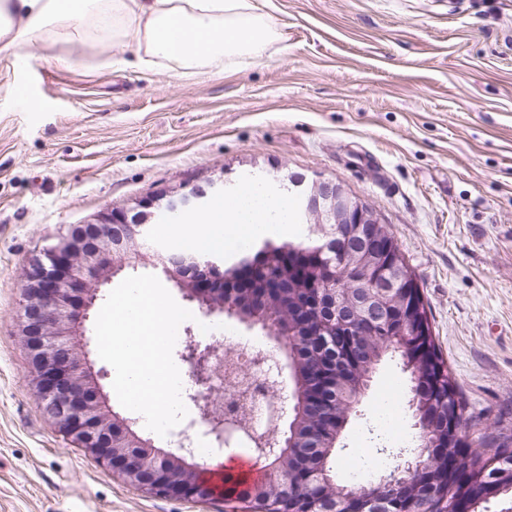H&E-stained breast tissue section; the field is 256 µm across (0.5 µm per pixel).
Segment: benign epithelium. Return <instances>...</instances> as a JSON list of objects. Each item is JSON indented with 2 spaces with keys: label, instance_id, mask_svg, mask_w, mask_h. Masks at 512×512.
<instances>
[{
  "label": "benign epithelium",
  "instance_id": "benign-epithelium-1",
  "mask_svg": "<svg viewBox=\"0 0 512 512\" xmlns=\"http://www.w3.org/2000/svg\"><path fill=\"white\" fill-rule=\"evenodd\" d=\"M229 182L211 179L186 189L174 187L146 199L108 208L85 224L70 227L59 241L42 249L23 277L19 314L21 336L32 365V382L46 412L58 429L103 466L149 495L201 501L211 493L206 484H190L183 473L194 466L184 456L157 451L142 452L152 443L142 438L133 422L112 411L104 393L103 374L88 359L84 327L99 289L126 266L153 259L162 274L185 297L201 304L203 313H233L224 308V296L210 293L200 279L203 270L219 268L217 258H186L164 247L145 249L151 224L159 215L198 211ZM299 201L310 224H379L380 217L362 200L345 194L336 182L316 178L304 185ZM182 359L191 368L197 391L214 387L216 366L223 351L212 345L189 343ZM209 434L222 444L233 437L216 402L199 404ZM461 447L455 417L448 416V434L420 440V451L407 457L392 474L368 487L349 484L345 512L385 509L403 485L400 476L412 472L436 448ZM455 512H492L479 495L461 501Z\"/></svg>",
  "mask_w": 512,
  "mask_h": 512
}]
</instances>
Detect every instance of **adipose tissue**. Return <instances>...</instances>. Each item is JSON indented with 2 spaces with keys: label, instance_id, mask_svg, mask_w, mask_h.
Returning a JSON list of instances; mask_svg holds the SVG:
<instances>
[{
  "label": "adipose tissue",
  "instance_id": "adipose-tissue-1",
  "mask_svg": "<svg viewBox=\"0 0 512 512\" xmlns=\"http://www.w3.org/2000/svg\"><path fill=\"white\" fill-rule=\"evenodd\" d=\"M93 29L103 46L132 44L143 65L165 64L175 75L223 72L263 58L279 38L273 18L255 0H0V52L30 47L56 28ZM287 201L251 185L186 221L198 246L227 249L288 236Z\"/></svg>",
  "mask_w": 512,
  "mask_h": 512
}]
</instances>
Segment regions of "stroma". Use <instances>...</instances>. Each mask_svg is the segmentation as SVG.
<instances>
[{"label":"stroma","instance_id":"obj_1","mask_svg":"<svg viewBox=\"0 0 512 512\" xmlns=\"http://www.w3.org/2000/svg\"><path fill=\"white\" fill-rule=\"evenodd\" d=\"M259 61L175 76L90 32L0 52V512H238L143 493L45 413L18 328L30 259L71 225L183 183L291 172L340 183L414 268L435 341L476 415L512 428V0H265ZM27 88L20 96L19 88ZM185 340L223 344L197 302ZM384 359L342 433L390 458L378 408L406 401Z\"/></svg>","mask_w":512,"mask_h":512}]
</instances>
